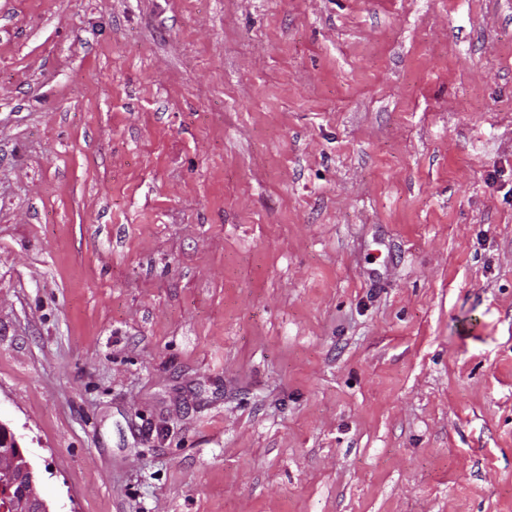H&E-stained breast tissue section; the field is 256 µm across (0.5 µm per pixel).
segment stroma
I'll list each match as a JSON object with an SVG mask.
<instances>
[{"label":"stroma","instance_id":"obj_1","mask_svg":"<svg viewBox=\"0 0 512 512\" xmlns=\"http://www.w3.org/2000/svg\"><path fill=\"white\" fill-rule=\"evenodd\" d=\"M0 422L50 512H512V0H0Z\"/></svg>","mask_w":512,"mask_h":512}]
</instances>
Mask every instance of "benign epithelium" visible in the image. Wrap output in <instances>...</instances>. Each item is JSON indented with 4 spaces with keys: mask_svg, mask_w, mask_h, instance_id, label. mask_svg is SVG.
I'll return each mask as SVG.
<instances>
[{
    "mask_svg": "<svg viewBox=\"0 0 512 512\" xmlns=\"http://www.w3.org/2000/svg\"><path fill=\"white\" fill-rule=\"evenodd\" d=\"M0 512H50L36 473L11 429L0 422Z\"/></svg>",
    "mask_w": 512,
    "mask_h": 512,
    "instance_id": "benign-epithelium-1",
    "label": "benign epithelium"
}]
</instances>
